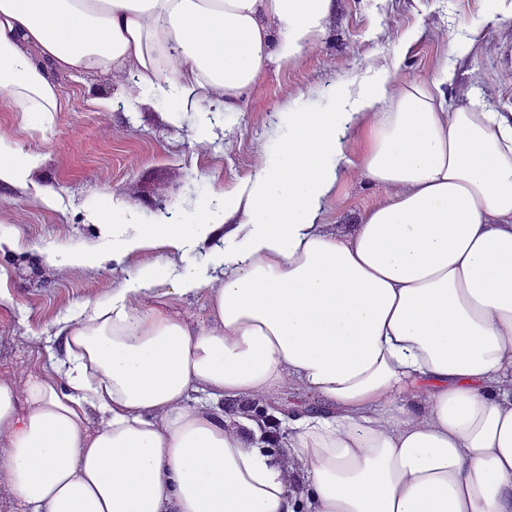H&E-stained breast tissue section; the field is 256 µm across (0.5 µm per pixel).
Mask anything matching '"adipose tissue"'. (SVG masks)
Here are the masks:
<instances>
[{
  "instance_id": "adipose-tissue-1",
  "label": "adipose tissue",
  "mask_w": 512,
  "mask_h": 512,
  "mask_svg": "<svg viewBox=\"0 0 512 512\" xmlns=\"http://www.w3.org/2000/svg\"><path fill=\"white\" fill-rule=\"evenodd\" d=\"M332 0H0V112L46 128L54 75L125 71L130 105L233 112L269 63L295 61ZM453 78L341 84L288 126L242 187L184 224L116 227L47 249L63 271L163 243L203 249L147 265L105 303L59 319L47 363L17 390L0 373V479L16 512H512V113L449 110ZM385 195L348 233L319 222L348 165ZM38 154L0 138V184ZM223 245H215V238ZM206 293L193 325L169 302ZM292 385L278 447L226 399Z\"/></svg>"
}]
</instances>
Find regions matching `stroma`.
Wrapping results in <instances>:
<instances>
[{"instance_id":"stroma-1","label":"stroma","mask_w":512,"mask_h":512,"mask_svg":"<svg viewBox=\"0 0 512 512\" xmlns=\"http://www.w3.org/2000/svg\"><path fill=\"white\" fill-rule=\"evenodd\" d=\"M479 31L458 56L453 37ZM451 107L512 112V0H334L322 34L293 63H271L238 111L214 116L218 137L200 140L199 114L174 119L162 104L131 112L118 80L95 72L56 74L61 112L45 130L25 129L17 113L0 112V137L38 153L42 161L22 189L0 185V229L14 233L20 252H0V372L18 388L40 374L46 359L34 337L85 303L107 299L128 273L166 261L163 246L96 267L58 272L43 250L93 249L100 228L87 209L107 195L124 201L144 224L187 222L211 193L241 186L261 155L288 132L279 114L292 101L323 106L330 87L387 73L392 86L429 82L442 68ZM110 107H101V100ZM51 192L57 207L43 204ZM383 195L357 169L339 179L320 219L328 231H348Z\"/></svg>"}]
</instances>
